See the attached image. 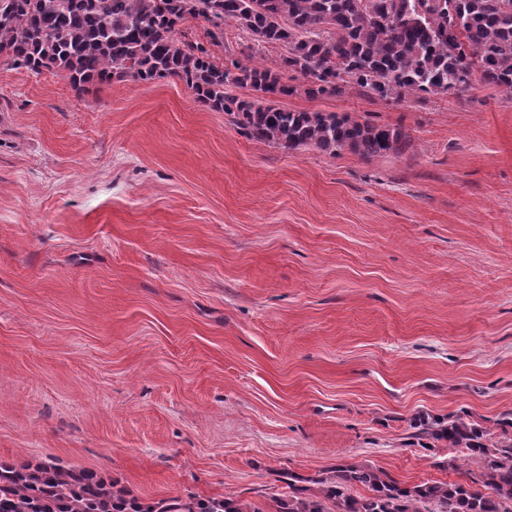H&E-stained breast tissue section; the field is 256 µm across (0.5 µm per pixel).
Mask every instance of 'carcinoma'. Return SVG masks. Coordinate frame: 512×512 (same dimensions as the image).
I'll return each mask as SVG.
<instances>
[{"label": "carcinoma", "mask_w": 512, "mask_h": 512, "mask_svg": "<svg viewBox=\"0 0 512 512\" xmlns=\"http://www.w3.org/2000/svg\"><path fill=\"white\" fill-rule=\"evenodd\" d=\"M210 25L213 45L234 24L265 47L283 48L281 68L300 74L310 97L349 87L383 100L469 90L474 75L512 95V0H0V63L35 74L56 69L80 90L112 78L177 77L203 105L233 116L249 137L288 149L312 145L334 156L403 153L400 128L359 123L335 112H304L240 101L230 85L264 94L294 88L263 66H219L200 41L178 33L186 19ZM421 433L454 448L476 470L465 482L402 485L370 466H337L306 493L288 474L283 512H512V438L484 443L461 418H421ZM481 485L484 493L475 488ZM360 486L369 495L354 497ZM0 512H258L232 496L146 504L111 480L53 461L0 458Z\"/></svg>", "instance_id": "1"}]
</instances>
